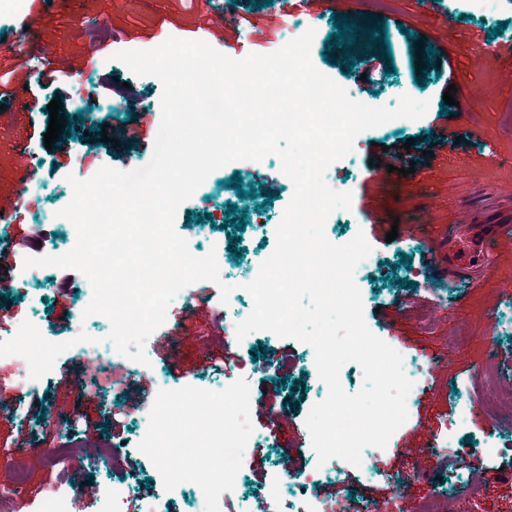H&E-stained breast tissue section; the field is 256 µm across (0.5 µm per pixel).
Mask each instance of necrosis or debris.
<instances>
[{
	"instance_id": "4bbe7bcc",
	"label": "necrosis or debris",
	"mask_w": 512,
	"mask_h": 512,
	"mask_svg": "<svg viewBox=\"0 0 512 512\" xmlns=\"http://www.w3.org/2000/svg\"><path fill=\"white\" fill-rule=\"evenodd\" d=\"M37 333V325L26 322L17 327L12 339L0 340V362L14 367L19 380L27 385L40 377L56 353L55 346L37 341ZM257 412L269 427L277 426L280 413L274 398L249 395L228 385L220 399L191 397L185 408L177 411L156 407L147 415L142 445L160 447L163 458L179 460L177 484L196 488L200 499L198 512H213L209 492L217 487L232 490L245 461V450L251 445V436L242 424ZM202 437L213 439L212 455L220 463V472H212L200 458L196 442ZM325 476L322 469L302 475L299 484L303 497L289 504L282 503L277 488H270L263 512H337L335 500L323 498L317 492Z\"/></svg>"
}]
</instances>
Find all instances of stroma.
I'll return each mask as SVG.
<instances>
[{
    "label": "stroma",
    "mask_w": 512,
    "mask_h": 512,
    "mask_svg": "<svg viewBox=\"0 0 512 512\" xmlns=\"http://www.w3.org/2000/svg\"><path fill=\"white\" fill-rule=\"evenodd\" d=\"M244 21L240 29L215 21L217 0H56L45 8L41 0H0V75L15 64L36 60L52 46L63 62L55 83L39 95L23 92L20 78L8 87L24 101H37V110L7 103L0 114V208L10 216L11 246L0 259V280L9 293L0 296V333L12 332L22 321L38 324L43 339L65 345V352L31 388H19L13 370L0 366V480L8 479L21 448L41 445L51 420L70 413L57 442L80 440L86 422L100 426L104 439L122 448L120 472L91 465L77 457L71 469L77 482L106 489L118 479L128 480L135 498L156 501L160 512H196L193 493L172 487L169 471L174 461H163L141 448L143 418L139 409H151L160 398L176 400L183 392L220 396L226 378H244L246 387L263 394L278 386L277 408L282 413L276 433H268L263 419L252 424V447L232 495L231 508L243 503L260 505L267 488L280 484L284 500L298 496L299 474L316 469L306 417L322 395L314 356L308 344L256 331L244 340L224 339L213 333V322L223 312L220 285L210 280L187 286L165 320L145 346L147 363L116 356L124 377L111 385L107 378L84 377L85 352L71 340L82 303L80 282L64 283L47 268L28 281L17 279L14 241L35 248L34 227L46 234L65 236L56 214L71 185L70 178L88 177L99 166L126 172L146 166L153 141L136 142L138 127L129 122L118 84L129 83L148 109L147 120L160 125L163 87L151 76H138L113 59L110 42L97 34L106 26L133 50L155 48L168 38L201 40L229 58L254 53L252 26L264 29L269 51H276L288 34L314 26L311 61L322 73L352 94L377 99L393 108L402 95L427 102L417 120H391L357 135L355 152L334 163L332 175L353 195L351 210L334 213L325 227L328 239L347 243L364 232L375 262L356 277L369 329L405 356L429 362L446 356L447 366L432 372L428 384L414 392L407 406L408 420L391 437L390 448L379 453L374 476L361 468L343 465L329 470L320 486L322 495H335L345 486L351 497L345 512H387L392 491L406 487L401 512H512V417L502 414L499 393L475 388L474 377L512 382L503 371L512 361V299L503 298L501 286L512 283V238L494 253V266L480 281H467L448 268L434 246L452 224H495L512 215V0H500L496 12L482 10L475 0H438L433 13L416 0H316L310 10L279 4L256 7V0H239ZM355 23L369 29L372 38H389L391 58L348 69L339 63L342 53L357 55L374 43L342 49L327 42L334 24ZM26 23L25 46H16L12 28ZM503 27L500 36L492 35ZM446 49L451 62L433 67L430 58L410 49V40ZM491 43L500 49L497 59L484 58L481 48ZM100 45L92 54L91 45ZM395 73H388L387 63ZM455 85L458 97H473L468 112L449 106L440 116L443 93ZM60 99L68 152L45 148L40 131L49 124L48 104ZM84 122H77V115ZM107 126L115 148L98 151L88 131ZM464 130L454 149L432 150L427 136L434 129ZM476 129L478 137L468 136ZM31 155L19 158V142ZM395 152L394 172L377 165L383 150ZM41 171L38 206L21 197L32 158ZM408 175H401V168ZM240 174V190L254 189L251 198L228 188ZM294 185L270 154L252 164L233 161L214 171L177 210L174 227L190 247L205 252L220 246L225 251V283L245 280L256 260L269 256L276 245L271 224L289 204ZM235 215H227L228 207ZM394 241H387L390 230ZM408 264H401V257ZM464 424L454 448L441 463L430 456L431 437L445 432L457 415ZM496 455H488V448ZM50 467L35 463L18 497L0 503V512H35L42 489L56 480Z\"/></svg>",
    "instance_id": "1"
}]
</instances>
